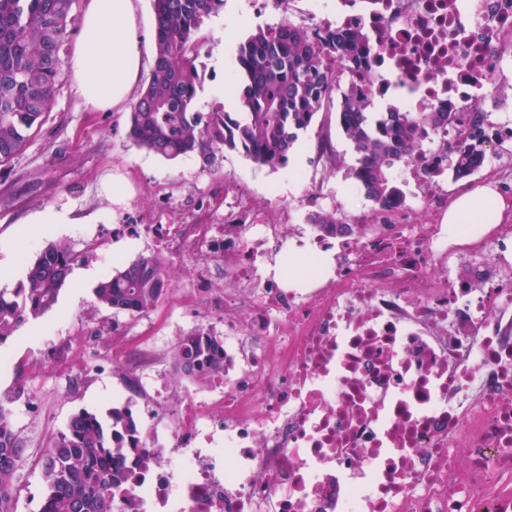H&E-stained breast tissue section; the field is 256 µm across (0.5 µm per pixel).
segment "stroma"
I'll return each mask as SVG.
<instances>
[{"instance_id":"1","label":"stroma","mask_w":512,"mask_h":512,"mask_svg":"<svg viewBox=\"0 0 512 512\" xmlns=\"http://www.w3.org/2000/svg\"><path fill=\"white\" fill-rule=\"evenodd\" d=\"M278 11L259 10L256 0H225L224 10L211 17L205 31L212 39L205 57V80L198 93L201 111L223 102L234 89L235 43L251 27L277 22ZM233 47H225V39ZM130 113L85 111L72 74H64L55 101L42 126L10 163L0 165V290L13 292L25 277L26 259L35 258L47 244L68 243L82 253L81 271L92 281L74 290L65 283L56 304L29 320L0 343V391L23 385L39 407L33 419L16 420L25 445L24 461L16 474L17 512H39L46 487L39 458L50 436L75 413L105 414L127 403L138 406L139 396L124 379L105 371L86 376L92 359L123 354L153 339L151 364L173 377L172 350L177 342L171 328L192 326L207 319L202 305L186 301L185 291L198 277L186 256L162 249L151 239L119 242L99 236L108 224H220L224 208L242 193L253 197L258 210L278 204L294 206L293 221L306 224L309 207L300 205L303 188L298 175L320 171L325 176L327 206L355 195L357 204L372 203L356 193L347 172L356 154L336 124V102L328 100L314 125L299 141L306 148L303 162L289 160L272 170L236 151L167 159L139 148L127 133ZM328 139L341 165L331 168L317 145ZM48 209L76 216L73 224H36L21 234L19 220ZM155 255L164 263L171 282L167 294L150 312L132 317L95 305L94 290L113 270L142 256Z\"/></svg>"}]
</instances>
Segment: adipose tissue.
I'll use <instances>...</instances> for the list:
<instances>
[{
    "label": "adipose tissue",
    "instance_id": "1",
    "mask_svg": "<svg viewBox=\"0 0 512 512\" xmlns=\"http://www.w3.org/2000/svg\"><path fill=\"white\" fill-rule=\"evenodd\" d=\"M136 12V0H85L82 35L74 45L71 64L76 89L88 111L120 107L138 84L145 61ZM510 208L512 201L487 185L459 194L446 222L481 231Z\"/></svg>",
    "mask_w": 512,
    "mask_h": 512
}]
</instances>
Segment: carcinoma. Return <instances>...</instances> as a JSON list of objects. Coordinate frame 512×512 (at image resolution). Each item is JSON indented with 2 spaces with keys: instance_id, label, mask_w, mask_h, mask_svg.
<instances>
[{
  "instance_id": "carcinoma-1",
  "label": "carcinoma",
  "mask_w": 512,
  "mask_h": 512,
  "mask_svg": "<svg viewBox=\"0 0 512 512\" xmlns=\"http://www.w3.org/2000/svg\"><path fill=\"white\" fill-rule=\"evenodd\" d=\"M76 0H0V164L9 163L51 110L65 65L64 50L73 31ZM156 58L150 78L133 104L129 137L135 145L167 159L224 150L243 151L254 163L278 169L308 131L336 77H345L337 124L358 155L348 178L363 189L373 209L388 210L401 200L396 173L442 127L446 112H372L370 96L352 70L336 69L340 41L359 53L365 37L331 32L317 39L290 20L258 27L236 54L238 106L243 118L219 103L198 110L202 87L200 58L207 54L205 21L219 15L224 0H153ZM464 150L456 177L481 162L482 131ZM308 223L327 235L359 237L362 224H346L336 213L317 211ZM79 256L65 243L46 246L27 267L25 280L11 294L0 291V337L50 310ZM169 288L164 264L142 256L103 278L96 303L132 316L149 312ZM176 375L206 381L224 371V340L216 333L191 331L173 349ZM138 420L126 407L106 417L72 415L52 436L40 462L47 484L42 512H113V492L131 484L126 459L151 454L130 441ZM24 445L9 414L0 409V512H17L15 476Z\"/></svg>"
}]
</instances>
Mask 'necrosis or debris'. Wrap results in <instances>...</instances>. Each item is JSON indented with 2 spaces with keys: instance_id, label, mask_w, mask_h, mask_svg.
<instances>
[{
  "instance_id": "obj_1",
  "label": "necrosis or debris",
  "mask_w": 512,
  "mask_h": 512,
  "mask_svg": "<svg viewBox=\"0 0 512 512\" xmlns=\"http://www.w3.org/2000/svg\"><path fill=\"white\" fill-rule=\"evenodd\" d=\"M321 36L359 31L350 62L374 103L394 89L409 112H444L399 170L412 189L362 238L293 232L238 196L223 224H116L190 254L188 295L224 328V371L205 391L155 386L112 359L146 402H169L164 430L141 426L129 489L114 512H512V220L463 242L445 224L448 175L482 121L487 165L512 163V0H275ZM422 211L424 221L412 223ZM301 288L265 270L288 249ZM468 265L471 276L451 272Z\"/></svg>"
}]
</instances>
